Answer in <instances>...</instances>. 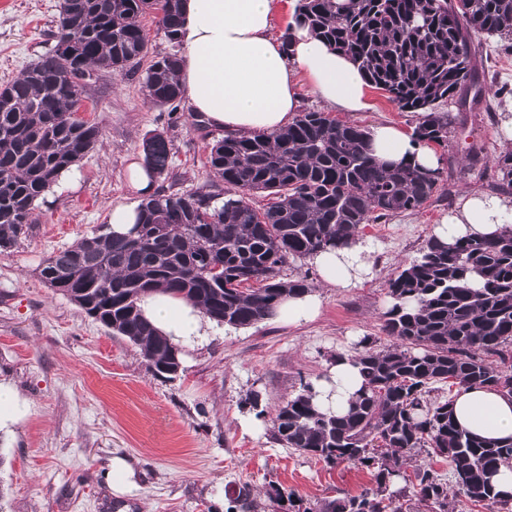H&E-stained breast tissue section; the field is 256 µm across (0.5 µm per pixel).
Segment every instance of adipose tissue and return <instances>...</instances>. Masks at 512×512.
<instances>
[{"label": "adipose tissue", "instance_id": "obj_1", "mask_svg": "<svg viewBox=\"0 0 512 512\" xmlns=\"http://www.w3.org/2000/svg\"><path fill=\"white\" fill-rule=\"evenodd\" d=\"M276 9L277 0H182L180 80L192 112L228 133H271L288 126L298 112L302 76L328 107L350 114L367 111L366 82L357 65L304 32L283 49L272 34ZM368 144L385 164L410 161L431 170L442 164L435 149L393 125H372ZM511 222V201L466 194L442 218L435 236L450 244L467 235H494ZM372 251L369 240L358 238L342 249L313 255L309 263L325 284L346 288L368 273ZM141 307L173 342L204 336L201 310L185 301L154 294ZM362 384L353 356L336 358L313 383L315 402L321 410L344 413ZM453 413L462 428L479 437H512V394L460 386Z\"/></svg>", "mask_w": 512, "mask_h": 512}]
</instances>
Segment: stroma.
Returning <instances> with one entry per match:
<instances>
[{
  "mask_svg": "<svg viewBox=\"0 0 512 512\" xmlns=\"http://www.w3.org/2000/svg\"><path fill=\"white\" fill-rule=\"evenodd\" d=\"M61 0H0V88L53 48ZM500 37L479 36L472 67L482 103H451L455 123L442 147L443 178L452 195L417 213H401L360 234L374 251L368 275L349 288H330L308 260L291 259L280 275L308 274L320 295L319 315L286 324L276 319L249 328L210 323L204 343L180 349L182 371L157 377L137 346L114 335L39 278L43 260L108 223L112 208L131 200L128 166L143 158L146 134L172 144L167 175L156 191L191 193L210 184L207 156L223 130L196 120L188 103L177 113L152 105L142 74H102L83 117L101 135L94 148L38 200L39 218L11 254L0 255V381L12 384L27 413L0 431V512H226L249 488L255 512H272L266 491L277 485L305 502L373 488L370 470L311 459L275 441L278 408L321 378L340 354L356 353L364 338L388 346L382 315L391 303L388 282L419 258L434 228L468 193L494 196V159L512 150L502 116L512 96V52ZM368 111L352 117L370 127L394 124L413 131L416 120L368 88ZM483 149L479 162L471 146ZM258 399L251 407L250 399ZM256 418L254 430L241 419ZM123 458L134 488L113 491L112 461Z\"/></svg>",
  "mask_w": 512,
  "mask_h": 512,
  "instance_id": "stroma-1",
  "label": "stroma"
}]
</instances>
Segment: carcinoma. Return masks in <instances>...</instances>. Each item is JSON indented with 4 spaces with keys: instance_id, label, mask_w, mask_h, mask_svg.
I'll use <instances>...</instances> for the list:
<instances>
[{
    "instance_id": "1",
    "label": "carcinoma",
    "mask_w": 512,
    "mask_h": 512,
    "mask_svg": "<svg viewBox=\"0 0 512 512\" xmlns=\"http://www.w3.org/2000/svg\"><path fill=\"white\" fill-rule=\"evenodd\" d=\"M181 0H62L56 44L6 85L0 103V255L10 253L38 219L36 201L99 139L97 125L71 112L101 72L145 68L150 101L175 109L183 96L175 52L149 55L141 17L155 11L166 40L179 43ZM305 30L350 57L369 86L416 114L417 140L444 146L452 116L440 105L462 96L472 77L473 35L512 38V0H297L283 35ZM153 174L171 164V141L154 133L142 143ZM207 163L224 183V202L210 190L157 195L140 204L127 236L101 224L43 261L40 278L67 298L86 292V313L136 345L158 376L175 367L176 344L144 316L154 292L197 306L211 320L248 328L271 318L285 296L311 290L307 276L280 277L287 258L338 248L363 224L418 212L440 186L441 172L373 158L361 126L304 110L273 133L227 135ZM499 188L512 187V151L495 159ZM270 198L263 208L253 197ZM258 287L250 288L248 284ZM383 331L355 359L361 391L343 415L318 411L312 385L285 401L274 439L327 464L374 470L375 487L306 506L274 488L280 512H455L456 496L431 465L393 489L404 461L425 448L448 461L473 504L512 512L491 483L512 463V438L487 440L461 428L453 400H432L438 384L492 386L512 393V225L493 238L452 244L429 240L422 256L389 280Z\"/></svg>"
}]
</instances>
